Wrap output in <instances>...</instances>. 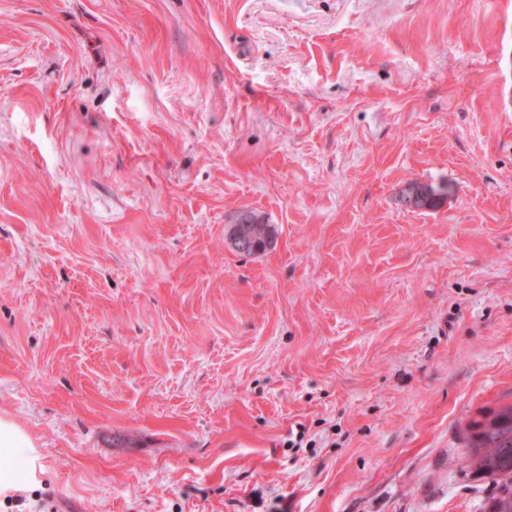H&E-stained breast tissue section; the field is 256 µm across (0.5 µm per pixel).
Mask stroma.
Masks as SVG:
<instances>
[{"mask_svg":"<svg viewBox=\"0 0 512 512\" xmlns=\"http://www.w3.org/2000/svg\"><path fill=\"white\" fill-rule=\"evenodd\" d=\"M506 403L512 0H0V512H483ZM253 217V224H247L251 237L245 244L231 243L240 254L252 255L272 249L277 241L275 224H268L262 217L252 211H247ZM465 468L492 481L485 512H512V403L465 426ZM36 440L10 415L0 413V498L36 484L45 472Z\"/></svg>","mask_w":512,"mask_h":512,"instance_id":"stroma-1","label":"stroma"}]
</instances>
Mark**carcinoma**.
Returning a JSON list of instances; mask_svg holds the SVG:
<instances>
[{
  "instance_id": "cac0c4a2",
  "label": "carcinoma",
  "mask_w": 512,
  "mask_h": 512,
  "mask_svg": "<svg viewBox=\"0 0 512 512\" xmlns=\"http://www.w3.org/2000/svg\"><path fill=\"white\" fill-rule=\"evenodd\" d=\"M251 237L245 244H233L245 255L264 253L277 241V228L262 217L250 213ZM467 440L465 468L492 481L493 490L485 512H512V404L472 419L465 426Z\"/></svg>"
}]
</instances>
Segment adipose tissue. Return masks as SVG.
<instances>
[{
	"mask_svg": "<svg viewBox=\"0 0 512 512\" xmlns=\"http://www.w3.org/2000/svg\"><path fill=\"white\" fill-rule=\"evenodd\" d=\"M44 471L36 440L14 418L0 413V498L38 483Z\"/></svg>",
	"mask_w": 512,
	"mask_h": 512,
	"instance_id": "obj_1",
	"label": "adipose tissue"
}]
</instances>
